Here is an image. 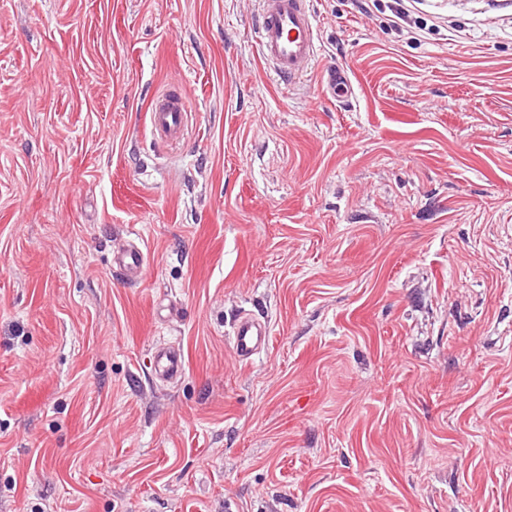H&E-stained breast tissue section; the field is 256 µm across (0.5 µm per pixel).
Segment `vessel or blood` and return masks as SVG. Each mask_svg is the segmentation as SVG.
I'll list each match as a JSON object with an SVG mask.
<instances>
[{"label": "vessel or blood", "mask_w": 512, "mask_h": 512, "mask_svg": "<svg viewBox=\"0 0 512 512\" xmlns=\"http://www.w3.org/2000/svg\"><path fill=\"white\" fill-rule=\"evenodd\" d=\"M255 38L259 54L281 81L290 82L304 73L318 55V33L310 0H263L257 18ZM327 94L343 98L352 91L347 70L332 68L323 79ZM190 99L180 91L168 89L153 96L149 104V122L159 142L179 143L188 129ZM112 265L130 281L142 277L146 256L136 241L114 249ZM269 341V329L254 315L243 313L232 323V346L238 361L252 359ZM152 369L162 378L173 380L183 370L180 352L157 349Z\"/></svg>", "instance_id": "obj_1"}]
</instances>
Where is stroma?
I'll return each mask as SVG.
<instances>
[{"label":"stroma","mask_w":512,"mask_h":512,"mask_svg":"<svg viewBox=\"0 0 512 512\" xmlns=\"http://www.w3.org/2000/svg\"><path fill=\"white\" fill-rule=\"evenodd\" d=\"M310 3L0 0V512H512V0ZM255 27L259 54L273 74L290 83L318 55V33L309 0H263ZM323 88L327 94L338 98L351 94L352 83L347 70L341 68L327 70L323 79ZM190 99L187 93L168 88L153 96L149 104L150 126L164 145L179 143L188 129ZM146 255L135 240L114 249L112 266L128 281H137L146 269ZM232 346L238 361L252 359L269 342V329L252 314L242 313L232 323ZM152 369L161 378L176 379L183 370L181 353L169 348L157 349L153 356Z\"/></svg>","instance_id":"stroma-1"}]
</instances>
